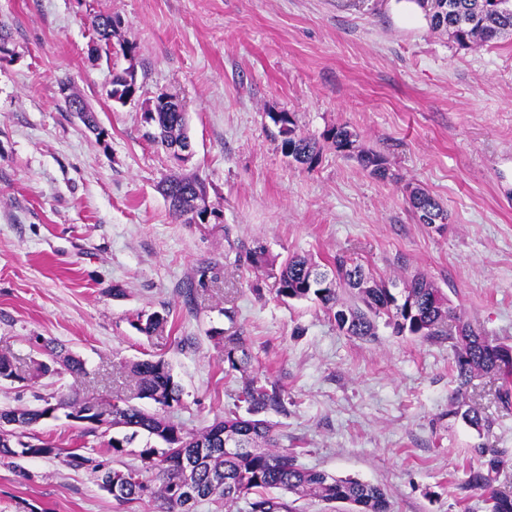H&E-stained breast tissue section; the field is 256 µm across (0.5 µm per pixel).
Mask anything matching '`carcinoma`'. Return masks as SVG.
Instances as JSON below:
<instances>
[{
    "label": "carcinoma",
    "instance_id": "1",
    "mask_svg": "<svg viewBox=\"0 0 512 512\" xmlns=\"http://www.w3.org/2000/svg\"><path fill=\"white\" fill-rule=\"evenodd\" d=\"M428 11L430 25L461 48L484 44L512 34V3L503 0H417ZM96 37V53L110 56V43L116 35L119 21L109 14L95 16L92 23ZM129 70L124 68L112 74L110 97L123 98L132 88ZM158 131L154 142L186 140V113L159 112ZM279 124L285 152L299 164L311 162L316 154V143L297 133L290 116L281 112L273 116ZM339 151L353 148V134L346 128L332 133ZM364 168L376 176L387 174L384 158L375 152L359 155ZM161 192L172 215L184 216L187 196H206L205 182L197 177L167 178L160 183ZM408 201L413 215L422 210L444 212L441 204L427 191L415 187L409 190ZM314 265L307 259L293 256L285 263L278 279L277 294L289 299H310L322 304L332 313L337 326L360 339L376 335L375 321L386 316L395 333L415 336H434L448 328V339L455 341L459 352L454 357L456 393L467 388L472 374L482 372L501 381L499 397L507 403L512 398V370H504L498 363L501 345L495 344L463 313L451 308L439 289L423 276L408 281L400 295L391 292L385 283L366 273L362 266L343 256L334 259L326 271L331 287L321 288L309 280ZM167 318L158 312L140 321L139 331L150 335L163 326ZM35 344L47 359L34 361L33 375L54 376L66 370L80 375L85 363L65 348L49 347L34 337ZM224 361L232 370L246 369L250 354L240 336L224 339ZM131 375L137 399H148L155 409L148 411L134 404L132 399L117 397L112 400V424L123 435L112 437L106 453L118 458L124 448L139 435L156 438L164 447L146 444L139 453L140 464L119 467L93 460L73 449L66 454L68 465L82 468L92 466L102 490L122 503L149 497L158 502L159 512H196L204 501L222 502L232 506L245 500L249 512H296L290 496H313L330 505H349L348 512H390L387 492L378 485L353 478H336L323 471L306 469L298 463L293 451L276 449L273 424L259 417L269 406L281 405L280 392L249 376L241 378L236 400L246 406L247 415L230 412L224 419L200 431H188L168 417V410L181 402L180 389L174 381L168 363L162 359H143L132 363ZM39 404L22 405L0 411V457L15 459L59 456L62 449L41 439L23 441L25 431L45 419L48 407L68 408L67 416L77 419L86 434H95L104 428L94 408L95 400L61 398L57 403L38 396ZM455 414L472 428H480L488 419L477 408L457 405ZM501 460L492 456L478 469L469 470L467 485L486 493L488 512H512V497L495 491L493 473ZM159 484H153L151 475Z\"/></svg>",
    "mask_w": 512,
    "mask_h": 512
}]
</instances>
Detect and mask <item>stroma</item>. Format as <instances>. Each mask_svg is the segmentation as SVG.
Returning <instances> with one entry per match:
<instances>
[{
	"instance_id": "obj_1",
	"label": "stroma",
	"mask_w": 512,
	"mask_h": 512,
	"mask_svg": "<svg viewBox=\"0 0 512 512\" xmlns=\"http://www.w3.org/2000/svg\"><path fill=\"white\" fill-rule=\"evenodd\" d=\"M397 0H0L11 55L0 58V409L35 396L111 400L128 366L164 358L182 389L172 412L198 430L232 410L240 336L251 375L281 407L262 416L299 463L383 487L391 512H486L466 470L497 456L493 487L512 496V403L485 374L457 391L444 336L374 339L340 330L316 301L277 295L288 257L345 255L375 279L425 275L490 341L512 347V35L470 49L407 24ZM119 19L140 89L109 96L113 68L90 52L95 15ZM93 110L99 133L64 91ZM187 112L192 157L153 142L143 109L159 91ZM316 139L289 157L272 117ZM354 132L337 151L336 128ZM379 153L387 175L358 160ZM207 186V223L175 219L159 190L171 175ZM418 187L448 213L421 224ZM158 312L152 335L136 328ZM64 345L87 372L29 379L33 337ZM478 408L491 426L454 416ZM34 434L103 457L102 437L57 413ZM0 512H156L120 504L92 470L60 457L0 461ZM250 354L245 341L240 336H228L224 339V361L232 370L242 371L249 364Z\"/></svg>"
}]
</instances>
